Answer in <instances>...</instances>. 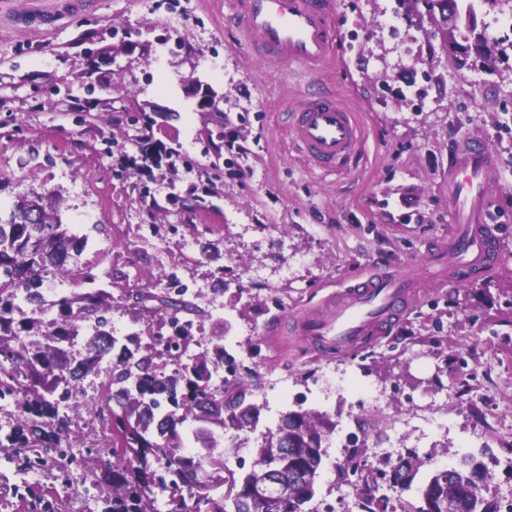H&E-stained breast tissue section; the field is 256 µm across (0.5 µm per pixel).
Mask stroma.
Returning <instances> with one entry per match:
<instances>
[{"mask_svg":"<svg viewBox=\"0 0 512 512\" xmlns=\"http://www.w3.org/2000/svg\"><path fill=\"white\" fill-rule=\"evenodd\" d=\"M471 27L488 29L512 0H461ZM338 59L323 78L355 113L362 150L351 171L324 174L292 148L281 116L303 90L294 66L270 71L250 59L225 0H6L0 5V212L17 193L50 196L82 240L79 265L98 288L115 275L165 287L170 272L194 282L209 310L193 352L213 337L239 346L240 376L254 396L328 414L370 440L415 408L441 426L427 437L401 428L396 455L454 466L485 412L512 432V48L496 67L448 59L441 36L421 31L399 0H332ZM53 10L46 33L15 17ZM192 78L212 86L215 112L183 93ZM158 106L145 135L162 160H142L133 116ZM488 142L496 168L497 264L463 286L425 284L410 311L353 353L312 355L305 344L265 337L277 317L318 306L342 278L380 265L420 274L429 242L448 232V145ZM234 224L250 227L232 234ZM477 363L491 406L441 400L460 360ZM261 410L259 430L279 416ZM59 460L30 465L0 448V512H95L84 476L105 444L93 410L77 420Z\"/></svg>","mask_w":512,"mask_h":512,"instance_id":"stroma-1","label":"stroma"}]
</instances>
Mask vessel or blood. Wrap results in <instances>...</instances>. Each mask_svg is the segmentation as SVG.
I'll return each mask as SVG.
<instances>
[{
    "label": "vessel or blood",
    "instance_id": "1",
    "mask_svg": "<svg viewBox=\"0 0 512 512\" xmlns=\"http://www.w3.org/2000/svg\"><path fill=\"white\" fill-rule=\"evenodd\" d=\"M227 6L252 58L270 68L294 64L309 78L286 114L300 156L325 173L346 171L360 148L355 115L316 82L335 58L328 0H228ZM493 166V154L482 138L469 137L448 146V198L456 229L447 244L431 247L428 255L435 264L451 257L452 283L491 269L497 221L488 179ZM414 288V282L396 270L368 274L343 285L322 310L293 316L290 333L328 354L353 351L364 338L410 309Z\"/></svg>",
    "mask_w": 512,
    "mask_h": 512
}]
</instances>
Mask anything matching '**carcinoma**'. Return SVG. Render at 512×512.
<instances>
[{
    "mask_svg": "<svg viewBox=\"0 0 512 512\" xmlns=\"http://www.w3.org/2000/svg\"><path fill=\"white\" fill-rule=\"evenodd\" d=\"M28 202L22 197L7 219L0 218V399L13 398L20 416L5 436L8 447L40 459L54 451L59 459L70 445L72 416L88 404L96 407L102 428L108 431L103 448L107 460L100 472H92L97 490L95 503L101 512H156L157 494L168 498L172 512H317L307 507L316 495L336 422L328 415L308 410L283 413L276 429L281 435L283 474H307L294 494L286 499L267 497L250 504L247 490L265 482L274 448L269 434L253 437L260 407L252 390L239 378L216 387L213 373L224 366V344L189 360L183 359L194 336L185 334L165 343L154 321L171 326L183 319L197 322L208 316L198 295L182 288H148L112 282L120 295L103 288L84 289L94 275L75 264L80 238L68 225L50 215L55 203H44V223L19 224L17 211ZM58 273L71 284L69 292L54 302L55 318L39 317L42 304H22L26 294H36L44 276ZM133 297L132 308L153 317L143 328L117 336L103 312L109 299L119 304ZM84 353L72 352L78 340ZM111 367L96 396L87 398L81 382L100 372L101 363ZM234 430L243 443H253V464L239 475L224 460V433ZM200 451L187 453L191 442ZM422 460L399 464L392 488L409 491ZM492 474L483 456L468 454L447 474L436 469L417 486L418 504L408 512H425L424 504L436 503L466 492L457 512H495L485 493Z\"/></svg>",
    "mask_w": 512,
    "mask_h": 512,
    "instance_id": "carcinoma-1",
    "label": "carcinoma"
}]
</instances>
